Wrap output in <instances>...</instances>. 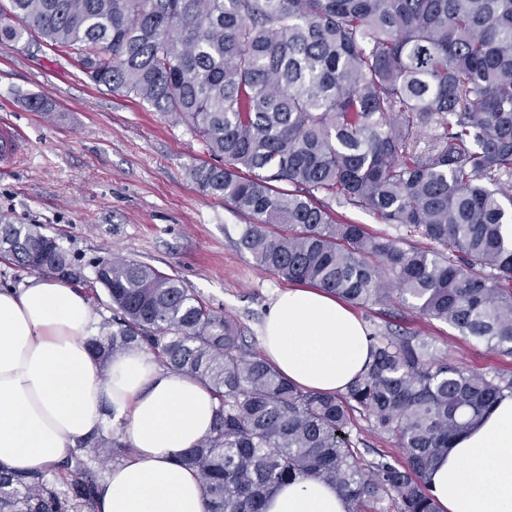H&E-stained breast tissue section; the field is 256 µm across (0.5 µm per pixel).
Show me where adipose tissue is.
Returning <instances> with one entry per match:
<instances>
[{
    "mask_svg": "<svg viewBox=\"0 0 512 512\" xmlns=\"http://www.w3.org/2000/svg\"><path fill=\"white\" fill-rule=\"evenodd\" d=\"M92 313L70 283L35 276L0 289V465L48 469L100 432L107 410L125 418L133 450L112 467L97 512H205L196 474L178 456L208 436L217 399L192 376L140 350L101 362L88 341ZM263 353L296 386L344 392L363 370L371 343L354 312L315 288H291L268 307ZM441 512H512V395L457 439L430 472ZM335 485L314 478L283 484L266 512H349Z\"/></svg>",
    "mask_w": 512,
    "mask_h": 512,
    "instance_id": "obj_1",
    "label": "adipose tissue"
}]
</instances>
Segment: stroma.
Masks as SVG:
<instances>
[{
	"label": "stroma",
	"instance_id": "1",
	"mask_svg": "<svg viewBox=\"0 0 512 512\" xmlns=\"http://www.w3.org/2000/svg\"><path fill=\"white\" fill-rule=\"evenodd\" d=\"M47 99L51 112L30 108ZM21 137L16 158L0 163V221L37 224L82 265L123 257L182 281L242 328L261 350L267 308L286 282L262 270L238 246L244 222L224 199L190 176L207 155L192 132L139 98L96 88L71 55L40 40L0 43V121ZM432 340L460 367L490 372L512 360L422 318L400 302L359 309L368 332L387 312Z\"/></svg>",
	"mask_w": 512,
	"mask_h": 512
}]
</instances>
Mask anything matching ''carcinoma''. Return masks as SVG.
<instances>
[{
    "instance_id": "carcinoma-1",
    "label": "carcinoma",
    "mask_w": 512,
    "mask_h": 512,
    "mask_svg": "<svg viewBox=\"0 0 512 512\" xmlns=\"http://www.w3.org/2000/svg\"><path fill=\"white\" fill-rule=\"evenodd\" d=\"M34 37L191 129L213 162L190 175L249 217L239 245L259 267L352 307L396 294L512 358V0H10L0 42ZM428 127L437 148L412 150ZM324 196L429 246L371 234ZM0 259L77 270L36 224H0ZM94 282L111 313L89 340L102 364L146 350L218 399L210 434L179 454L206 512H263L303 477L335 485L350 512H440L431 468L512 393L511 369H463L389 324L344 393L305 391L179 279L117 257ZM357 414L405 464L365 460ZM130 454L110 430L41 473L0 465V512H96L103 466Z\"/></svg>"
}]
</instances>
